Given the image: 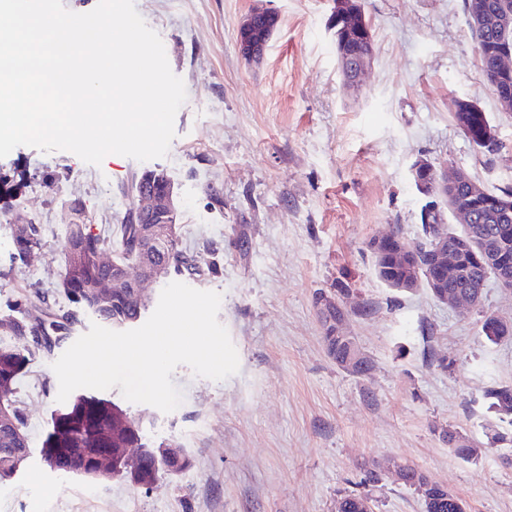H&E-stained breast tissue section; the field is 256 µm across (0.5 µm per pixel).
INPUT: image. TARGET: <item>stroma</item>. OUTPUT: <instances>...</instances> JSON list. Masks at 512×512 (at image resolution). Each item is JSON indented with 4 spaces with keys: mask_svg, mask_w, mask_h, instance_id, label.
<instances>
[{
    "mask_svg": "<svg viewBox=\"0 0 512 512\" xmlns=\"http://www.w3.org/2000/svg\"><path fill=\"white\" fill-rule=\"evenodd\" d=\"M160 36L186 101L167 155L85 163L67 151L15 148L0 158V315L44 297L88 332L93 316L63 294L62 245L83 217L93 232L133 206L123 188L147 170L172 184L179 246L196 274L168 280L221 294L219 322L238 352L223 381L178 366L173 412L100 391L145 439L186 450L188 469L151 489L63 475L40 448L61 404L56 354L35 353L18 382L32 453L0 481V512H336L365 468L376 512H423L420 496L386 474L412 465L447 485L470 512H512V420L486 392L512 385V339L487 341L485 313L512 320V293L488 281L481 308L460 311L426 289L400 292L377 276L372 242L399 229L422 238L423 203L411 166L464 169L484 188L512 186V111L491 94L464 0H362L375 59L361 92L343 83L330 0H265L280 16L260 64L245 61L237 26L254 0H134ZM487 112L501 151L481 155L455 121L456 103ZM34 224L40 244L19 258L13 229ZM371 369L338 366L323 342L329 306ZM452 360L441 369L438 359ZM454 429L485 447L458 458Z\"/></svg>",
    "mask_w": 512,
    "mask_h": 512,
    "instance_id": "1",
    "label": "stroma"
}]
</instances>
